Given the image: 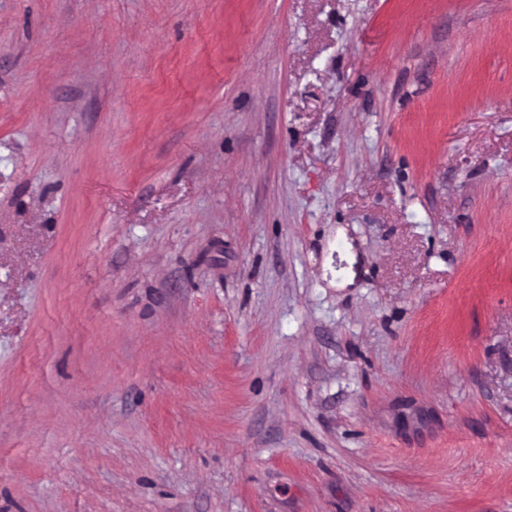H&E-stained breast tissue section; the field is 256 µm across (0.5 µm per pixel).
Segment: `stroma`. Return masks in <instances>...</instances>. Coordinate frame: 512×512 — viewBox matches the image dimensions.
I'll use <instances>...</instances> for the list:
<instances>
[{
  "mask_svg": "<svg viewBox=\"0 0 512 512\" xmlns=\"http://www.w3.org/2000/svg\"><path fill=\"white\" fill-rule=\"evenodd\" d=\"M0 512H512V0H0Z\"/></svg>",
  "mask_w": 512,
  "mask_h": 512,
  "instance_id": "1",
  "label": "stroma"
}]
</instances>
